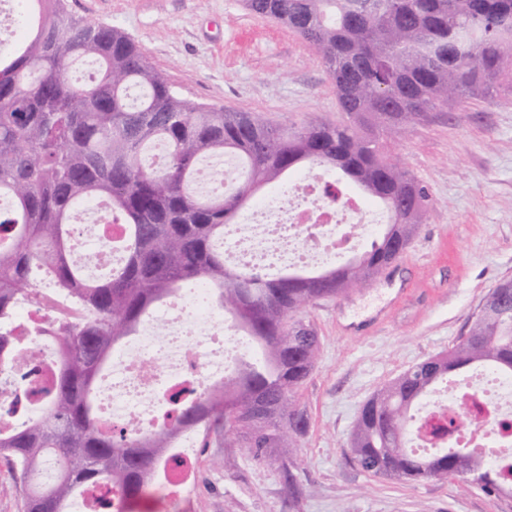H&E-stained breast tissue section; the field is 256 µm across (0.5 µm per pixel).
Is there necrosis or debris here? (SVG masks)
I'll return each mask as SVG.
<instances>
[{"instance_id": "1", "label": "necrosis or debris", "mask_w": 512, "mask_h": 512, "mask_svg": "<svg viewBox=\"0 0 512 512\" xmlns=\"http://www.w3.org/2000/svg\"><path fill=\"white\" fill-rule=\"evenodd\" d=\"M84 210L74 214L73 248L77 259L90 267H106L119 259L114 236L116 223L100 220L86 233ZM374 208L357 197L334 201L308 179L295 181L287 204L271 199L255 203L246 221L229 225L224 235V257L240 265L317 267L352 251L360 239L372 237ZM165 334H157L156 323ZM255 354L252 343L239 336L223 309L217 307L206 282L178 292L149 316L146 324L112 354L108 386L99 399V419L106 427H123L141 435L161 431L173 395L202 396L205 384L223 380L240 361ZM54 358L41 345L30 359L11 358L0 363V431L19 425L14 414L16 396L27 392L29 415L47 411L46 388ZM465 404V415L452 435L455 447L485 450L489 460L512 454V378L476 368L462 386L437 391L418 415L422 433L413 447H427L425 432L447 422L453 407ZM197 436L185 430L163 462L156 480L171 489L188 488L193 478L189 464L197 455Z\"/></svg>"}]
</instances>
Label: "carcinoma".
<instances>
[{
  "mask_svg": "<svg viewBox=\"0 0 512 512\" xmlns=\"http://www.w3.org/2000/svg\"><path fill=\"white\" fill-rule=\"evenodd\" d=\"M287 27L325 65L350 122L286 132L251 112H226L182 97L145 50L121 30L70 14L65 0H23L27 31L0 58V324L20 303L55 299L73 316L44 319L39 336L58 349L48 410L0 435L24 512H67L78 492L115 489L132 510L151 495L152 472L183 428L222 432L257 461L290 457L307 433L299 391L319 338L300 316L308 302L360 287L403 254L429 195L388 163L376 133L403 135L450 103L492 98L512 75V0H244ZM90 60L89 81L69 78ZM231 158L238 181L202 192L204 162ZM331 171L327 193L355 187L382 207L370 246L346 262L275 274L224 261V229L265 186L286 174ZM102 201L125 224L122 260L107 276L86 275L72 255V209ZM205 280L213 301L254 342L260 358L202 398L174 396L171 425L148 436L98 422L96 381L112 352L157 305L188 281ZM463 340L378 390L350 438L356 463L398 481L455 479L460 449L418 454L404 443L417 404L444 380L487 366L512 377V278L483 301ZM28 351L0 327V362ZM479 488L512 491V458L470 453Z\"/></svg>",
  "mask_w": 512,
  "mask_h": 512,
  "instance_id": "carcinoma-1",
  "label": "carcinoma"
}]
</instances>
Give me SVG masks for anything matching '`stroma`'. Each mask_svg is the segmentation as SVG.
<instances>
[{
  "mask_svg": "<svg viewBox=\"0 0 512 512\" xmlns=\"http://www.w3.org/2000/svg\"><path fill=\"white\" fill-rule=\"evenodd\" d=\"M67 8L124 31L197 102L285 128L346 119L320 57L242 0H67ZM381 145L428 189L431 206L398 263L303 312L320 348L300 390L309 427L294 456L297 499L288 501L278 463L213 434L186 496L157 490L141 512H512L510 496L372 476L347 455L364 402L447 352L496 282L512 278V90L449 105Z\"/></svg>",
  "mask_w": 512,
  "mask_h": 512,
  "instance_id": "1",
  "label": "stroma"
}]
</instances>
